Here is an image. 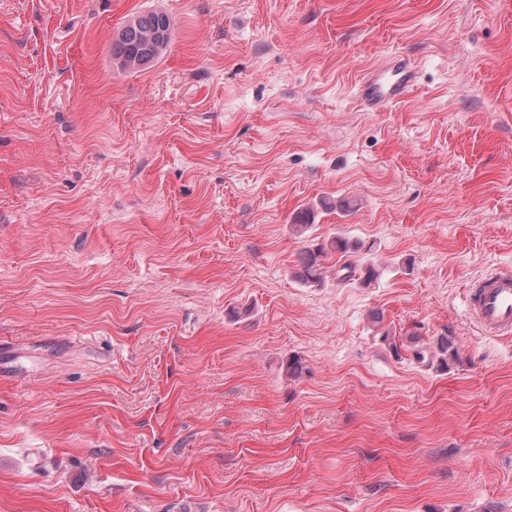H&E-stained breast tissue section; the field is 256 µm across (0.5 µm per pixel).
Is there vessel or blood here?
<instances>
[{
	"mask_svg": "<svg viewBox=\"0 0 512 512\" xmlns=\"http://www.w3.org/2000/svg\"><path fill=\"white\" fill-rule=\"evenodd\" d=\"M417 69L410 57L394 55L361 78L357 97L363 108L376 112L403 100L416 84ZM469 315L486 334H512V268L486 274L466 295Z\"/></svg>",
	"mask_w": 512,
	"mask_h": 512,
	"instance_id": "b4317fda",
	"label": "vessel or blood"
}]
</instances>
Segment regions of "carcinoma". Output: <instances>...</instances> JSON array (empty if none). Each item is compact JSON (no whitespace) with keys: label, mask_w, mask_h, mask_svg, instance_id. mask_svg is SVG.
Segmentation results:
<instances>
[{"label":"carcinoma","mask_w":512,"mask_h":512,"mask_svg":"<svg viewBox=\"0 0 512 512\" xmlns=\"http://www.w3.org/2000/svg\"><path fill=\"white\" fill-rule=\"evenodd\" d=\"M171 40V21L164 12L150 11L131 17L117 32L112 41V57L127 70H139L156 62L167 50ZM360 243L343 236H336L327 243L307 249L301 257L300 279L305 283H316L321 279L323 261L331 252L347 255L359 250ZM342 278L356 279L364 286L378 278L377 269L369 264L357 265L353 261L342 264ZM421 363H437L446 368L459 360L457 348L446 336L436 339L432 348L415 353Z\"/></svg>","instance_id":"cac0c4a2"}]
</instances>
